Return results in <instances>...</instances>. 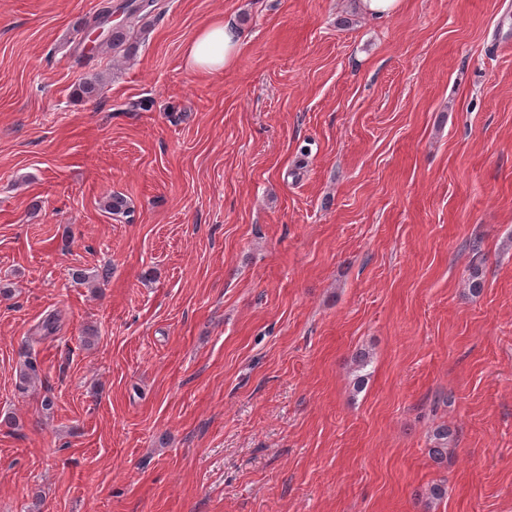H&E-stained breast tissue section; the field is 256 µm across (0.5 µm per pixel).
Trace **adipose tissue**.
I'll return each mask as SVG.
<instances>
[{"label": "adipose tissue", "mask_w": 512, "mask_h": 512, "mask_svg": "<svg viewBox=\"0 0 512 512\" xmlns=\"http://www.w3.org/2000/svg\"><path fill=\"white\" fill-rule=\"evenodd\" d=\"M240 42V29L234 19H216L187 45L186 65L193 71L224 70L234 61Z\"/></svg>", "instance_id": "ef3b65f1"}]
</instances>
